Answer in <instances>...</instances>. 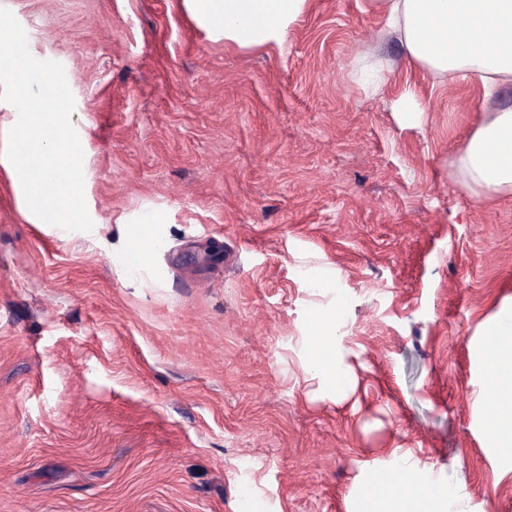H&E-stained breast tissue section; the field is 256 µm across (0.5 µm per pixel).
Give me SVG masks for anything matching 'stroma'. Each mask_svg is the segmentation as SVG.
<instances>
[{"label": "stroma", "mask_w": 512, "mask_h": 512, "mask_svg": "<svg viewBox=\"0 0 512 512\" xmlns=\"http://www.w3.org/2000/svg\"><path fill=\"white\" fill-rule=\"evenodd\" d=\"M0 7L79 72L103 224L99 242L47 234L0 181V512H357L397 448L457 512H512L474 355L512 302V195L452 165L512 84L435 83L366 0H312L250 50L183 0ZM144 205L168 242L132 281L111 245ZM334 307L357 376L340 403L304 360Z\"/></svg>", "instance_id": "stroma-1"}]
</instances>
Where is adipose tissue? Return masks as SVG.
<instances>
[{"label":"adipose tissue","mask_w":512,"mask_h":512,"mask_svg":"<svg viewBox=\"0 0 512 512\" xmlns=\"http://www.w3.org/2000/svg\"><path fill=\"white\" fill-rule=\"evenodd\" d=\"M311 0H184L214 38L242 49L283 44L289 28ZM388 20L387 28L409 58L434 80L460 77L486 95L512 84V0H370ZM453 166L468 186L484 195H512V108L494 113L469 138ZM162 216L139 211L123 222L121 255L137 246H165ZM316 333L305 345L308 371L324 380L338 399L353 390L354 371L338 348L336 315L316 317ZM479 357L498 392L497 415L488 425L491 444L512 461V304L503 305L482 332ZM394 471L375 473L366 485L359 512H453L457 490L433 484L424 498L410 499L403 488L416 468L411 454L397 455Z\"/></svg>","instance_id":"obj_1"}]
</instances>
